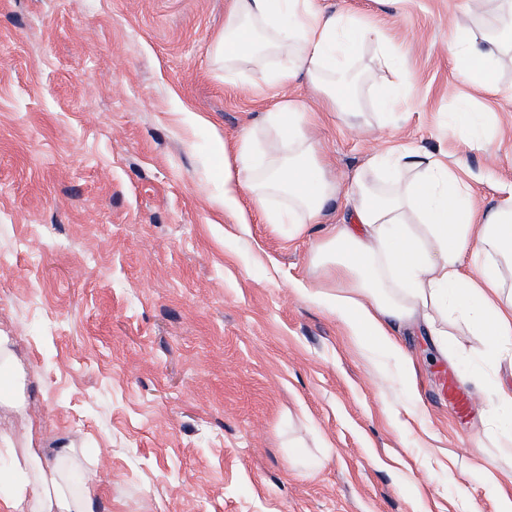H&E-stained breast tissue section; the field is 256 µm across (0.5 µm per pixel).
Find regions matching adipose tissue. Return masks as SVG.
<instances>
[{
  "instance_id": "ef3b65f1",
  "label": "adipose tissue",
  "mask_w": 512,
  "mask_h": 512,
  "mask_svg": "<svg viewBox=\"0 0 512 512\" xmlns=\"http://www.w3.org/2000/svg\"><path fill=\"white\" fill-rule=\"evenodd\" d=\"M474 13L490 32L478 38L465 25L451 32L455 75L473 91L497 97L504 92L499 54L512 51V0H474ZM363 43L377 51L370 78L376 104L394 114L410 94L412 76L380 28L320 0H231L216 46L225 80L244 68L256 85L302 80L320 95L323 109L287 101L242 134L236 165L224 171V209L239 213L241 196H249L266 223L291 225L298 235L323 223L332 202H342L340 221L328 226L314 251L327 288L299 282L295 290L336 315L353 341L389 352L406 369L414 364L401 332L424 325L436 346L447 349L452 312L475 334L491 337L493 352L512 350V290L505 288L512 277V194L484 206L464 177L463 159L405 141L374 155L349 180L326 173L310 130L327 112L356 115L360 76L348 58ZM270 55L282 65L266 67ZM486 123L485 113L465 108L449 117L448 134L483 151ZM277 196L283 207H270ZM10 454L14 486L0 499V512H93L90 491L72 493L61 468L44 464L30 448Z\"/></svg>"
}]
</instances>
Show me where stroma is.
<instances>
[{
    "label": "stroma",
    "instance_id": "stroma-1",
    "mask_svg": "<svg viewBox=\"0 0 512 512\" xmlns=\"http://www.w3.org/2000/svg\"><path fill=\"white\" fill-rule=\"evenodd\" d=\"M378 25L408 65L407 121L315 131L349 178L390 143L464 157L477 197L512 188V100L459 82L448 33L470 0H321ZM228 0H0V336L22 369L0 434L80 449L94 512H498L512 494V418L471 383L490 340L423 326L407 374L301 298L312 247L224 211V159L307 84L224 79ZM489 114L488 150L449 137L461 99ZM200 118L186 122V113ZM467 398L457 412L448 384Z\"/></svg>",
    "mask_w": 512,
    "mask_h": 512
}]
</instances>
